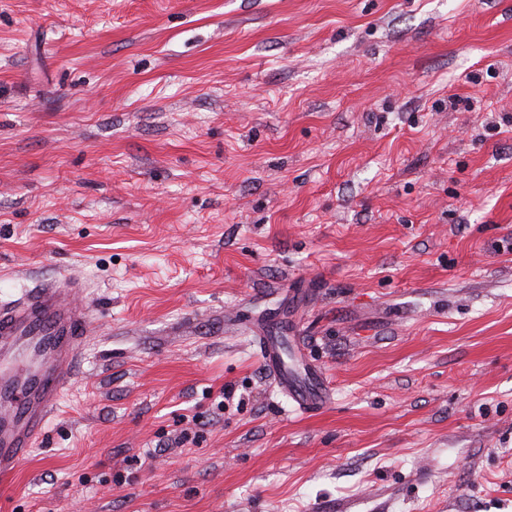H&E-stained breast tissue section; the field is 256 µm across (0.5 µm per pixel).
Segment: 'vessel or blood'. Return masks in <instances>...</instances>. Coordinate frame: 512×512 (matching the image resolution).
Wrapping results in <instances>:
<instances>
[{
  "label": "vessel or blood",
  "instance_id": "obj_1",
  "mask_svg": "<svg viewBox=\"0 0 512 512\" xmlns=\"http://www.w3.org/2000/svg\"><path fill=\"white\" fill-rule=\"evenodd\" d=\"M69 287L52 284L32 297L0 305V489L8 490L16 469L42 440L48 416L71 380L79 343L88 333L84 311ZM265 369L295 410L326 402L316 383L304 382L282 358V338L260 330L256 338Z\"/></svg>",
  "mask_w": 512,
  "mask_h": 512
}]
</instances>
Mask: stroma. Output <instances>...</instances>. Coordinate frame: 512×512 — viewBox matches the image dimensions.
I'll use <instances>...</instances> for the list:
<instances>
[{
  "label": "stroma",
  "instance_id": "35a3bbf8",
  "mask_svg": "<svg viewBox=\"0 0 512 512\" xmlns=\"http://www.w3.org/2000/svg\"><path fill=\"white\" fill-rule=\"evenodd\" d=\"M70 276L0 512H512V0H0V303ZM256 344L265 369L295 410L310 411L326 403V393L316 382L305 383L282 358V337L277 331L260 329Z\"/></svg>",
  "mask_w": 512,
  "mask_h": 512
}]
</instances>
